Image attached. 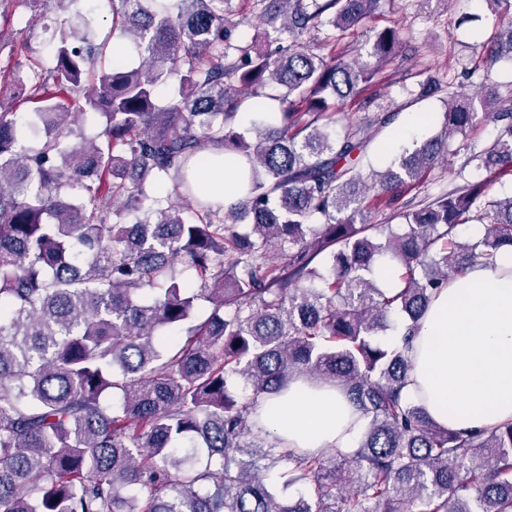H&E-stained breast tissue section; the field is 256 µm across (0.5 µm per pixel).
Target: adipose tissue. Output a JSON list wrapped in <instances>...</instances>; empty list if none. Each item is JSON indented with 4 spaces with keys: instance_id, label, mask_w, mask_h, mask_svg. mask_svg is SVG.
<instances>
[{
    "instance_id": "obj_1",
    "label": "adipose tissue",
    "mask_w": 512,
    "mask_h": 512,
    "mask_svg": "<svg viewBox=\"0 0 512 512\" xmlns=\"http://www.w3.org/2000/svg\"><path fill=\"white\" fill-rule=\"evenodd\" d=\"M209 159L189 165L187 176L206 183L224 201L241 197L236 171ZM409 358L404 389L438 425L481 428L512 419V251L493 269L474 268L450 281L431 302ZM261 425L286 447L317 451L357 448L365 420L335 387L304 380L264 400Z\"/></svg>"
}]
</instances>
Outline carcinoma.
<instances>
[{
  "instance_id": "1",
  "label": "carcinoma",
  "mask_w": 512,
  "mask_h": 512,
  "mask_svg": "<svg viewBox=\"0 0 512 512\" xmlns=\"http://www.w3.org/2000/svg\"><path fill=\"white\" fill-rule=\"evenodd\" d=\"M26 2L54 14L57 39L29 75L33 112H0V512H512V421L455 431L403 396L432 299L512 250V196L489 194L512 175V82L448 85L438 132L366 168L398 113L333 123L350 97L374 103L365 91L404 56L400 31L373 25L384 0H253L270 53L235 37L232 0H109L139 62L107 67L85 0ZM364 33L365 53L336 49ZM505 56L511 20L469 74ZM247 92L281 102L250 139ZM87 113L102 120L91 138ZM479 119L494 139L465 145L452 187L408 197ZM214 148L246 162L236 202L187 178ZM371 198L407 231L369 223ZM462 224L481 240H460ZM393 316L402 344L375 342ZM237 378L249 395L231 393ZM297 378L362 413L353 453L282 449L258 426L261 400ZM274 473L307 492L279 495Z\"/></svg>"
}]
</instances>
